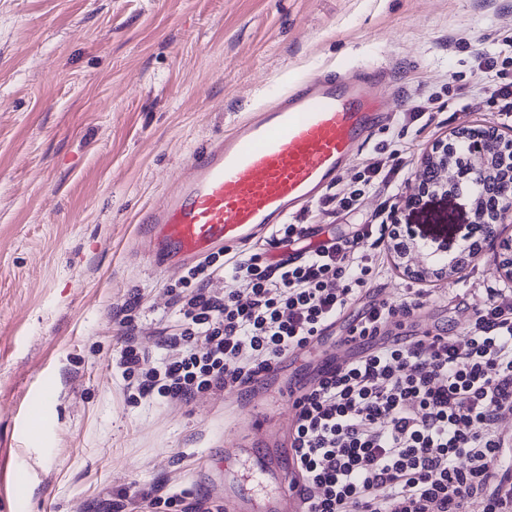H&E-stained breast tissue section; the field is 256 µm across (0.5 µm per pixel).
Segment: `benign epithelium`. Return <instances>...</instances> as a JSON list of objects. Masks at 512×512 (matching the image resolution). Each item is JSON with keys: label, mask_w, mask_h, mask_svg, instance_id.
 I'll return each mask as SVG.
<instances>
[{"label": "benign epithelium", "mask_w": 512, "mask_h": 512, "mask_svg": "<svg viewBox=\"0 0 512 512\" xmlns=\"http://www.w3.org/2000/svg\"><path fill=\"white\" fill-rule=\"evenodd\" d=\"M439 193L466 199L482 240L495 239L499 225L512 219V139L483 140L472 129H460L435 144L427 158L426 179L408 204ZM393 250L404 272L420 279L454 273L470 252L466 244L440 249L415 239L397 242Z\"/></svg>", "instance_id": "7a95c632"}]
</instances>
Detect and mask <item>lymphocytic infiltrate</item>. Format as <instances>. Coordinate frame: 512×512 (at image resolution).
I'll return each instance as SVG.
<instances>
[{
	"label": "lymphocytic infiltrate",
	"instance_id": "f902f5d3",
	"mask_svg": "<svg viewBox=\"0 0 512 512\" xmlns=\"http://www.w3.org/2000/svg\"><path fill=\"white\" fill-rule=\"evenodd\" d=\"M383 165L359 172L323 206L356 209ZM392 224H363L299 260L220 250L190 266L176 296L183 317L167 336L177 355L145 369L135 334L119 365L139 397L191 402L251 383L306 350L368 294L373 247ZM245 288H238V281ZM500 289L469 322L464 341L444 334L389 336L396 315L423 306L421 289L398 302L371 300L350 321L363 349L320 373L294 406L292 446L306 512H512V475L491 468L512 449L499 424L512 415V303Z\"/></svg>",
	"mask_w": 512,
	"mask_h": 512
}]
</instances>
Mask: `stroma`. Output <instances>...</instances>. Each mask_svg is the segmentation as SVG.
Instances as JSON below:
<instances>
[{"mask_svg": "<svg viewBox=\"0 0 512 512\" xmlns=\"http://www.w3.org/2000/svg\"><path fill=\"white\" fill-rule=\"evenodd\" d=\"M512 44V0H0V512H113L157 489L187 501L224 500L268 422L283 447L296 410L288 384L314 379L324 345L285 356L272 376L191 403L132 400L114 360L132 316L146 367L175 355L163 337L181 323L171 285L138 240L143 211L185 174L191 155L295 80L360 68L381 72L395 116L359 151L341 184L374 163L401 160L358 209L310 204L323 236L358 224L400 225L458 246L473 220L464 199L406 206L425 156L462 127L512 136V118L485 94L478 54ZM422 116L411 122L407 112ZM383 238L371 289L398 301L414 280ZM497 242L455 274L422 283L415 324L464 335L484 286L504 284Z\"/></svg>", "mask_w": 512, "mask_h": 512, "instance_id": "35a3bbf8", "label": "stroma"}]
</instances>
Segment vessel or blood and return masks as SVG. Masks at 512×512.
<instances>
[{
    "label": "vessel or blood",
    "instance_id": "b4317fda",
    "mask_svg": "<svg viewBox=\"0 0 512 512\" xmlns=\"http://www.w3.org/2000/svg\"><path fill=\"white\" fill-rule=\"evenodd\" d=\"M380 83L356 71L302 80L210 142L191 157L188 176L142 214L144 254L153 264L176 265L287 223L334 186L369 132L392 118ZM254 457L260 474L284 485L278 501L254 512H301L305 492L293 472L269 453Z\"/></svg>",
    "mask_w": 512,
    "mask_h": 512
}]
</instances>
